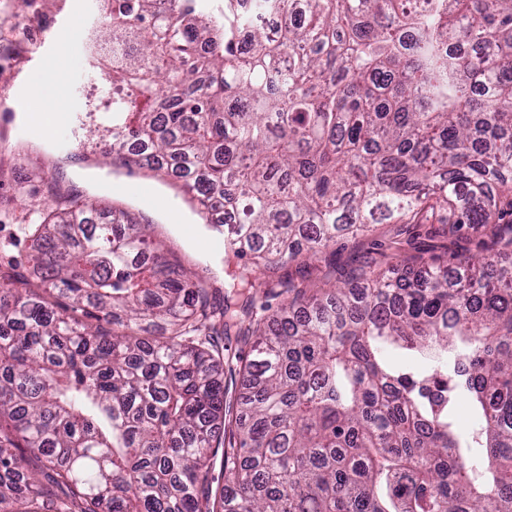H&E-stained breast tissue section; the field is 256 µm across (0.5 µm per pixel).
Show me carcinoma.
Segmentation results:
<instances>
[{
	"mask_svg": "<svg viewBox=\"0 0 512 512\" xmlns=\"http://www.w3.org/2000/svg\"><path fill=\"white\" fill-rule=\"evenodd\" d=\"M33 7L63 0L0 19ZM101 7L85 53L112 90L86 117L112 123L81 139L231 209L240 291L212 302L151 224L60 197L0 259V512H512V235L396 282L279 279L274 312L252 291L376 224L512 218V0Z\"/></svg>",
	"mask_w": 512,
	"mask_h": 512,
	"instance_id": "carcinoma-1",
	"label": "carcinoma"
}]
</instances>
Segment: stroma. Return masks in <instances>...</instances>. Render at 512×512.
Listing matches in <instances>:
<instances>
[{
    "label": "stroma",
    "instance_id": "35a3bbf8",
    "mask_svg": "<svg viewBox=\"0 0 512 512\" xmlns=\"http://www.w3.org/2000/svg\"><path fill=\"white\" fill-rule=\"evenodd\" d=\"M40 70L55 71L61 78L58 111L48 113L44 110L42 90L31 80L32 74ZM102 83L100 75L88 67L85 45L78 36L68 41L67 52L63 55L54 47L52 36H44L36 56L22 71H0V88L5 89L13 102L22 104L24 112L47 115L44 129L25 134L24 144L12 148L14 180L0 186V251L16 254L12 240L20 234L26 211L50 204L58 188L74 186L75 180L68 168L54 167V160L60 159L61 154L46 131L65 126V114L84 110L87 91ZM36 170L44 171L43 180L29 181L30 172ZM86 172L102 182L99 195L111 201L114 208L149 217L171 257L210 278L218 287L227 288L236 283V263L225 262L223 256L205 252L197 238L184 232V225L197 223L198 217L182 194L160 180L145 176L138 177L133 190L125 191L120 187L121 178L117 174H105L95 164L88 166ZM22 181L27 187L20 195L16 193L15 185ZM173 207L180 211V219L176 222L170 218L169 210ZM491 242L492 233L487 228L476 232L439 224H378L368 235L349 241L345 248L337 250L333 262L316 263L310 279L318 284L330 281L341 285L363 266L383 267L432 251L439 254L473 251L479 244Z\"/></svg>",
    "mask_w": 512,
    "mask_h": 512
}]
</instances>
